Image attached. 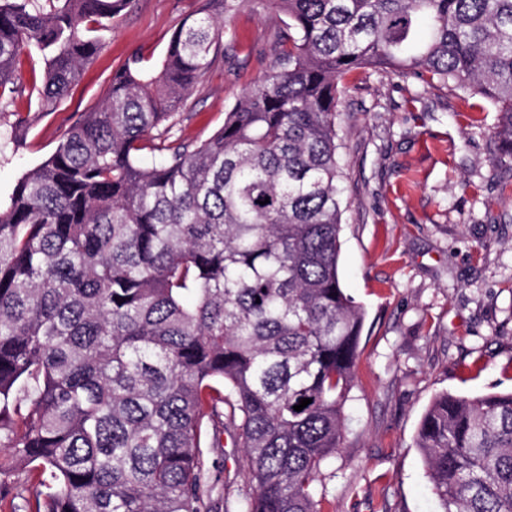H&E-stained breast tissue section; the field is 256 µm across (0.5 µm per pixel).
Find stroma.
Masks as SVG:
<instances>
[{
  "instance_id": "stroma-1",
  "label": "stroma",
  "mask_w": 512,
  "mask_h": 512,
  "mask_svg": "<svg viewBox=\"0 0 512 512\" xmlns=\"http://www.w3.org/2000/svg\"><path fill=\"white\" fill-rule=\"evenodd\" d=\"M204 0H137L81 82L48 111L22 96L0 107V205L109 96L134 53L162 62L173 33ZM279 20L263 0L227 19L218 57L188 96L183 139L224 112L273 61ZM493 106L454 85L375 70L348 76L337 108L344 164L340 279L366 312L346 429L316 483L323 512H439L416 436L434 396L512 390V161L490 138ZM205 465L211 512H240L254 492L232 437ZM38 477L0 476V512H30Z\"/></svg>"
}]
</instances>
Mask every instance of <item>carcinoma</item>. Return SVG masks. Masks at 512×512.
<instances>
[{
  "label": "carcinoma",
  "mask_w": 512,
  "mask_h": 512,
  "mask_svg": "<svg viewBox=\"0 0 512 512\" xmlns=\"http://www.w3.org/2000/svg\"><path fill=\"white\" fill-rule=\"evenodd\" d=\"M244 2L207 0L155 70L128 58L0 208V448L54 482L33 512H204L225 433L242 512H322L365 322L340 282L339 84L451 82L512 160V0H266L272 67L212 134L171 139ZM132 3L0 0V105L34 56L56 105ZM416 445L440 512H512V391L437 394Z\"/></svg>",
  "instance_id": "1"
}]
</instances>
